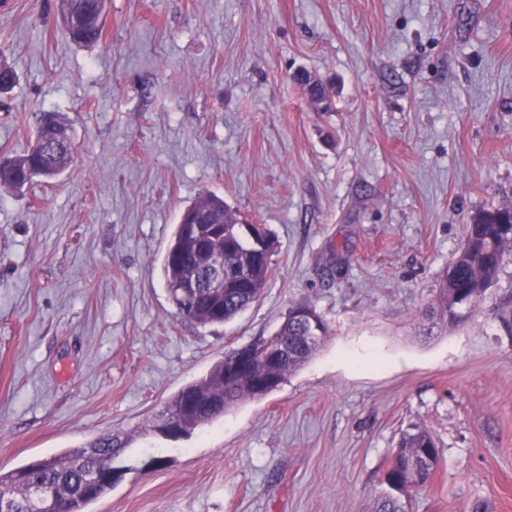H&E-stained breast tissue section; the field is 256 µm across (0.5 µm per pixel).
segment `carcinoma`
I'll use <instances>...</instances> for the list:
<instances>
[{
    "mask_svg": "<svg viewBox=\"0 0 512 512\" xmlns=\"http://www.w3.org/2000/svg\"><path fill=\"white\" fill-rule=\"evenodd\" d=\"M58 17L70 40L91 45L103 36L106 0H57ZM316 109L331 110V98L323 83L311 88ZM46 115L36 119L35 142L24 154L0 161V186L21 190L35 178L53 179L70 166L72 144L66 130L54 123L63 144L51 145L44 126ZM215 224L224 225V296L205 285L207 268L198 260L195 247H203ZM512 243V209L483 210L468 225L466 238L446 271L434 300L433 312L456 326L467 320L483 294L493 284L503 264V254ZM272 241L259 249L244 233L240 215L218 196L207 194L183 213L163 261L164 280L176 314L201 327L222 324L255 303L272 275ZM195 278L199 288L186 297L181 284ZM469 302L468 310L454 305ZM302 319L288 316L276 330L286 352L264 368V376L280 385L305 360L314 347L305 340ZM233 352L212 366L201 379L178 391L165 412L183 423L188 433L224 415V410L244 398L263 396L261 376L251 371H230ZM87 446L89 455L69 449L50 456V463L34 459L6 473L0 472V500L7 499L14 512H85L114 483L98 479V470L126 447L119 437L96 438ZM439 464V448L425 429L404 434L385 474L388 486L380 493L372 512H406L414 490L425 487Z\"/></svg>",
    "mask_w": 512,
    "mask_h": 512,
    "instance_id": "obj_1",
    "label": "carcinoma"
}]
</instances>
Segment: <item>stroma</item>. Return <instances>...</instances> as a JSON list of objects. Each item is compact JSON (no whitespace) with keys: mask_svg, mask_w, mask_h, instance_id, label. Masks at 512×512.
Masks as SVG:
<instances>
[{"mask_svg":"<svg viewBox=\"0 0 512 512\" xmlns=\"http://www.w3.org/2000/svg\"><path fill=\"white\" fill-rule=\"evenodd\" d=\"M15 2L0 158L53 112L75 160L0 187V472L117 434L123 478L88 512H369L423 428L440 463L411 512H512V255L463 325L429 312L472 216L512 208V0H108L92 45ZM208 193L265 226L276 274L201 327L162 261ZM300 305L328 336L277 389L154 431Z\"/></svg>","mask_w":512,"mask_h":512,"instance_id":"35a3bbf8","label":"stroma"}]
</instances>
